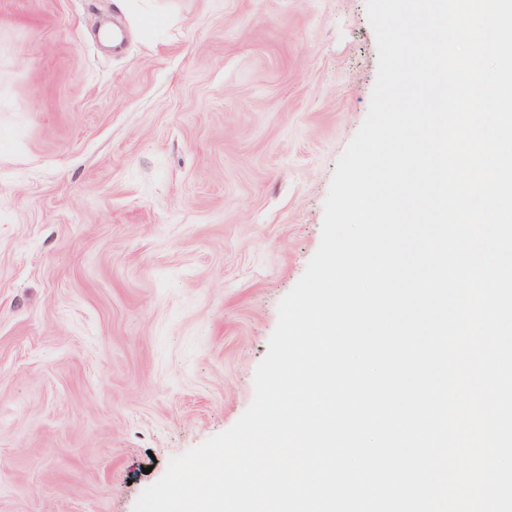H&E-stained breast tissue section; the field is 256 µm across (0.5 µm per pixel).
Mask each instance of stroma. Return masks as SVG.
Wrapping results in <instances>:
<instances>
[{"instance_id": "stroma-1", "label": "stroma", "mask_w": 512, "mask_h": 512, "mask_svg": "<svg viewBox=\"0 0 512 512\" xmlns=\"http://www.w3.org/2000/svg\"><path fill=\"white\" fill-rule=\"evenodd\" d=\"M376 77L365 0H0V512L239 419Z\"/></svg>"}]
</instances>
